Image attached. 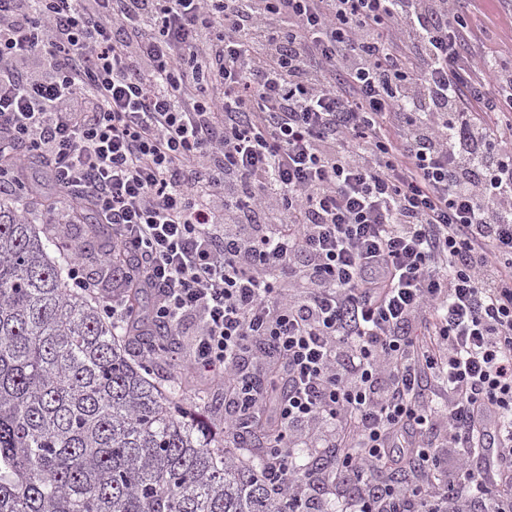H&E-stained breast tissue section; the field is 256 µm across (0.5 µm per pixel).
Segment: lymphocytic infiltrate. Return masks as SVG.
<instances>
[{
    "label": "lymphocytic infiltrate",
    "mask_w": 512,
    "mask_h": 512,
    "mask_svg": "<svg viewBox=\"0 0 512 512\" xmlns=\"http://www.w3.org/2000/svg\"><path fill=\"white\" fill-rule=\"evenodd\" d=\"M459 4L0 0V153L65 189L49 223L86 201L137 251L147 317L191 335L177 370L222 383L225 437L274 422L308 512L339 485L358 512H512V60L474 67Z\"/></svg>",
    "instance_id": "lymphocytic-infiltrate-1"
}]
</instances>
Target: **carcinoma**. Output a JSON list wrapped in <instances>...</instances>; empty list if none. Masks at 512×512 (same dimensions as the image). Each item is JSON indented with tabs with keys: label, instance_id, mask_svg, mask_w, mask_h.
Listing matches in <instances>:
<instances>
[{
	"label": "carcinoma",
	"instance_id": "carcinoma-1",
	"mask_svg": "<svg viewBox=\"0 0 512 512\" xmlns=\"http://www.w3.org/2000/svg\"><path fill=\"white\" fill-rule=\"evenodd\" d=\"M0 199V512H297L258 456L224 446L200 391L152 377L119 327L69 284L59 242ZM78 220L97 231L89 206ZM122 277L135 255L114 250Z\"/></svg>",
	"mask_w": 512,
	"mask_h": 512
}]
</instances>
